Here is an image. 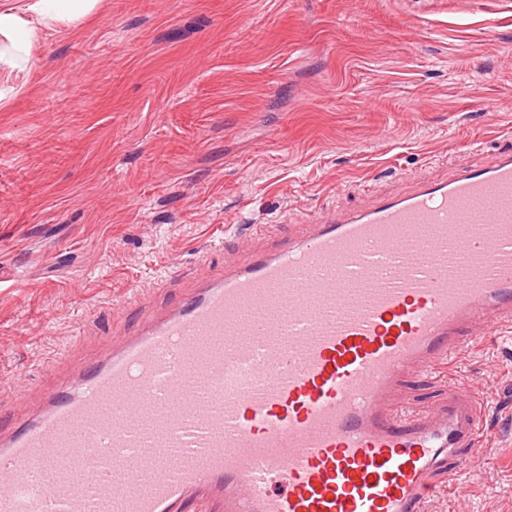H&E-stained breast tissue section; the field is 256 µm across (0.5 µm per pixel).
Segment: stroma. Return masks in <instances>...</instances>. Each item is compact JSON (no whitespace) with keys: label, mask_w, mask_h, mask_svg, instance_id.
<instances>
[{"label":"stroma","mask_w":512,"mask_h":512,"mask_svg":"<svg viewBox=\"0 0 512 512\" xmlns=\"http://www.w3.org/2000/svg\"><path fill=\"white\" fill-rule=\"evenodd\" d=\"M512 146V0H102L0 66V388L48 379L75 326L91 348L172 305L196 272L322 212L478 167ZM155 286L132 310L130 293ZM493 407L477 480L427 512H512V330L444 376Z\"/></svg>","instance_id":"stroma-1"}]
</instances>
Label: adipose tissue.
Returning <instances> with one entry per match:
<instances>
[{
	"mask_svg": "<svg viewBox=\"0 0 512 512\" xmlns=\"http://www.w3.org/2000/svg\"><path fill=\"white\" fill-rule=\"evenodd\" d=\"M100 0H26L23 8L0 0V63L27 62L37 26L79 19L94 11Z\"/></svg>",
	"mask_w": 512,
	"mask_h": 512,
	"instance_id": "1",
	"label": "adipose tissue"
}]
</instances>
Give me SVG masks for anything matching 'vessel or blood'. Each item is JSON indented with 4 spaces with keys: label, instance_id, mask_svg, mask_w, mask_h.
<instances>
[{
    "label": "vessel or blood",
    "instance_id": "b4317fda",
    "mask_svg": "<svg viewBox=\"0 0 512 512\" xmlns=\"http://www.w3.org/2000/svg\"><path fill=\"white\" fill-rule=\"evenodd\" d=\"M512 324V149L334 210L88 359L13 422L0 512H424L485 416L405 373Z\"/></svg>",
    "mask_w": 512,
    "mask_h": 512
}]
</instances>
